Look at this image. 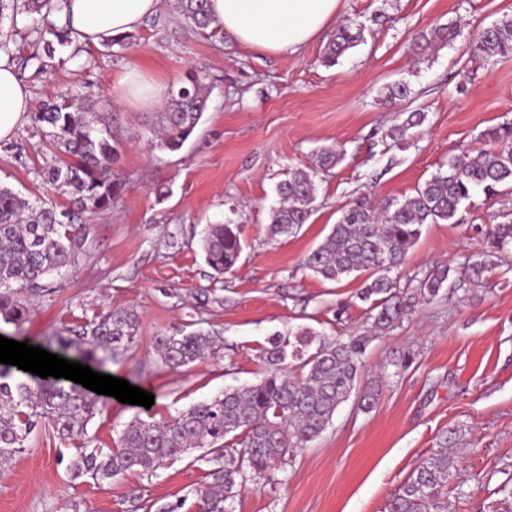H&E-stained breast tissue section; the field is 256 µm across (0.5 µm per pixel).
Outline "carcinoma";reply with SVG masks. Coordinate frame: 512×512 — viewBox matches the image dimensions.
Returning <instances> with one entry per match:
<instances>
[{"mask_svg":"<svg viewBox=\"0 0 512 512\" xmlns=\"http://www.w3.org/2000/svg\"><path fill=\"white\" fill-rule=\"evenodd\" d=\"M23 7L39 15L44 32L53 36L42 39L45 53L71 43L69 32L49 20L63 10L64 0H24ZM180 8L195 28L209 27L208 0H180ZM363 33L359 24L337 29L327 45L326 62H338L362 41ZM470 51L484 65L512 54V17L482 29ZM207 99L201 84L178 89L167 111L159 114L162 146L174 151L183 145L200 123ZM33 120L54 153V162L43 168V181L62 189L69 207L49 199L30 202L0 185V319L15 325L29 314L21 290L41 287L46 277L62 275L75 262L90 233L89 225L77 223L80 215L112 210L126 188V182L112 177L117 149L92 101L42 102L35 106ZM422 120L421 113L411 112L386 136L399 144ZM487 135L501 144L496 153L462 151L402 203L378 207L363 197L346 204L330 233L306 255V269L324 281L336 283L371 272L358 298L368 304L377 333L392 330L419 301L434 299L445 285L462 289L489 271L491 261L475 260L457 277L446 267L414 288L400 287L391 276L418 242L424 225L454 224L460 206L474 191L493 196L499 187L512 186V126L502 125ZM344 155L341 145L323 148L310 168L294 170L276 186L280 204L270 213V238L294 234L308 222L317 196L315 178L336 167ZM486 236L495 252L511 248L512 218L491 225ZM202 249L216 274L231 270L243 249L240 226L207 225ZM138 328L136 312L114 310L86 325L75 338H47L43 349L51 353L56 346L65 350L75 345L94 359L100 351L137 343ZM371 341L364 333L328 340L306 327L276 333L260 355L273 370L258 383L226 388L167 419L131 421L116 447L79 448L69 464L71 480L89 476L104 481L133 470L152 474L169 461L203 449L217 468L198 494V512H233L238 488L256 478L272 479L286 459L326 430L337 407L356 389ZM155 346L161 362L175 369L221 355L224 341L198 330L157 336ZM98 412L99 401L79 386L64 387L51 376L31 383L16 377L14 366L0 364V469L25 452L39 422L49 420L59 438L70 441L85 435ZM458 441L456 430L445 431L437 453L407 478L388 512H448L441 495L453 477L454 456L448 449Z\"/></svg>","mask_w":512,"mask_h":512,"instance_id":"obj_1","label":"carcinoma"}]
</instances>
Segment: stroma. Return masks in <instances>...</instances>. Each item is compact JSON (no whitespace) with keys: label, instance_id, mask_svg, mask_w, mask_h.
Masks as SVG:
<instances>
[{"label":"stroma","instance_id":"obj_1","mask_svg":"<svg viewBox=\"0 0 512 512\" xmlns=\"http://www.w3.org/2000/svg\"><path fill=\"white\" fill-rule=\"evenodd\" d=\"M506 16L512 0H342L338 23L364 25V39L330 66L323 59L330 34L294 55L269 53L197 30L181 19L178 0H162L124 46L70 45L30 62L18 74L34 101L90 95L104 109L118 150L112 172L128 188L112 211L87 216L91 233L75 265L60 284L25 293L28 319L19 327L0 322V336L35 344L115 308L138 312V344L91 364L154 396L148 408L102 397L86 438L111 448L134 418L174 416L224 388L258 382L266 373L259 355L273 333L302 325L331 339L367 330V305L357 297L362 276L326 282L303 260L350 201L404 200L461 150H498L486 132L512 125V56L487 67L468 47ZM455 21L461 35L438 41L437 31ZM134 66L173 92L193 78L205 86L207 110L181 149L161 147L158 109L121 100L120 81ZM396 83L410 95L386 102L385 87ZM413 111L425 120L407 142L384 138ZM325 145L344 146L346 155L318 175L310 220L294 236L268 239L278 182L312 166ZM51 162L33 120H25L0 142V184L67 204L42 181ZM508 214L512 188L504 187L464 202L457 223L424 226L401 284L485 257L492 273L466 289L441 290L375 338L359 379L378 386L374 408L363 411L350 397L272 480L241 488L234 512H386L449 428L461 441L445 488L448 512H478L495 501L512 478V250L489 254L485 229ZM228 221L241 225L244 248L235 270L218 277L200 239L205 225ZM198 329L223 336V357L178 369L162 364L156 336ZM399 354L412 359L402 372L391 364ZM75 452L51 423L39 424L0 475V512H197V491L213 468L188 457L150 477L135 471L74 481L67 467Z\"/></svg>","mask_w":512,"mask_h":512}]
</instances>
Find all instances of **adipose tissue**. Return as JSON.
I'll return each instance as SVG.
<instances>
[{"label":"adipose tissue","mask_w":512,"mask_h":512,"mask_svg":"<svg viewBox=\"0 0 512 512\" xmlns=\"http://www.w3.org/2000/svg\"><path fill=\"white\" fill-rule=\"evenodd\" d=\"M160 0H68L62 22L73 37L97 45L130 32L155 15ZM340 0H209L212 27L237 43L276 54H293L331 26ZM122 100L142 108L167 101L166 85L139 68L121 80ZM33 109L30 90L15 67L0 57V141L10 139Z\"/></svg>","instance_id":"obj_1"}]
</instances>
